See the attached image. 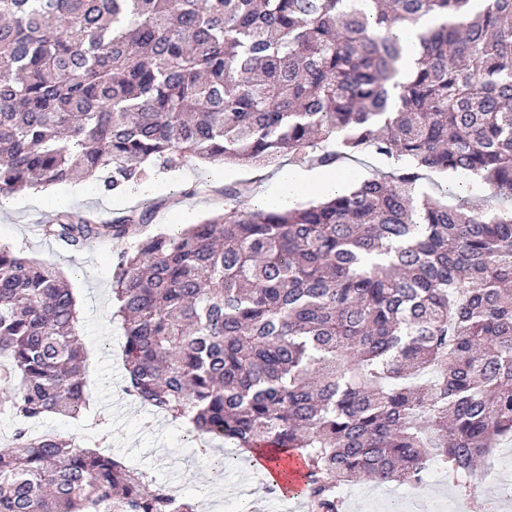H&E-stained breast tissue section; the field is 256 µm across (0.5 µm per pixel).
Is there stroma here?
<instances>
[{
    "mask_svg": "<svg viewBox=\"0 0 512 512\" xmlns=\"http://www.w3.org/2000/svg\"><path fill=\"white\" fill-rule=\"evenodd\" d=\"M279 176V169L273 166L266 167L260 178L252 166L187 159L168 169L149 166L146 179L155 192L148 198L129 187L112 193L86 181L16 193L10 205L0 206V244L29 258L60 261L81 310L85 390L96 416L74 420L49 414L38 423V430L79 437L92 449L142 470L172 493L211 500L206 512H224L225 502L245 499L262 500L264 512H284L285 500L266 492L261 474L242 449L212 439L206 440L204 447H192L183 420L153 414L151 407L126 395L124 330L112 315L111 266L117 252L133 246V238L67 251L57 249L38 231L40 224L62 210L108 217L148 203L154 207V228L168 231L223 212L217 192L226 187L235 188L251 207L279 209L283 206L278 196ZM419 191L449 202L479 200L485 194L481 180L452 173L430 174L421 181Z\"/></svg>",
    "mask_w": 512,
    "mask_h": 512,
    "instance_id": "1",
    "label": "stroma"
}]
</instances>
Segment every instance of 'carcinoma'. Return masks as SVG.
Returning a JSON list of instances; mask_svg holds the SVG:
<instances>
[{
    "label": "carcinoma",
    "instance_id": "obj_1",
    "mask_svg": "<svg viewBox=\"0 0 512 512\" xmlns=\"http://www.w3.org/2000/svg\"><path fill=\"white\" fill-rule=\"evenodd\" d=\"M429 16L414 66L390 33ZM404 163L342 195L147 233L112 264L128 394L214 440L304 461L310 512L365 475L457 485L512 437V209L419 194L428 171L512 199V0H0V195L156 161ZM69 211L81 250L145 230ZM73 292L0 245V512H170L122 460L29 424L91 415Z\"/></svg>",
    "mask_w": 512,
    "mask_h": 512
}]
</instances>
